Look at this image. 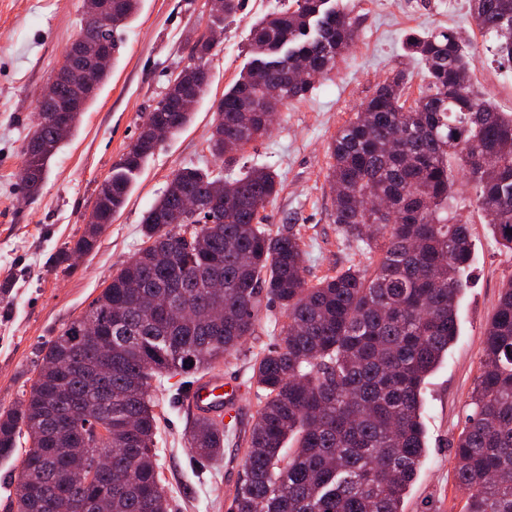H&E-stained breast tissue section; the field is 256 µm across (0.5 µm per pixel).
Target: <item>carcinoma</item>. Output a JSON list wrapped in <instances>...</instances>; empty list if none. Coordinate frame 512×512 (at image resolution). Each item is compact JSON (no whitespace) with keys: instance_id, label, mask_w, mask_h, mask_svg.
<instances>
[{"instance_id":"1","label":"carcinoma","mask_w":512,"mask_h":512,"mask_svg":"<svg viewBox=\"0 0 512 512\" xmlns=\"http://www.w3.org/2000/svg\"><path fill=\"white\" fill-rule=\"evenodd\" d=\"M329 2L293 0L252 25L250 67L220 99L209 139L210 153L224 165L270 133L262 108L305 97L355 40L356 18ZM140 4L112 0L109 13L102 0H84L76 37L102 38L117 53ZM470 10L512 66V0H470ZM406 45L425 65L426 89L410 101L406 73L392 72L328 145L333 223L347 244L367 250L369 263L309 281L301 234H273L262 225L260 211L281 187L268 167L244 164L233 176L177 171L143 217L147 246L42 349L43 373L22 394V409L0 411L1 459L20 453L24 442L43 449L24 472L32 495L12 501L15 512H41L43 494L57 498L56 512H74L75 502L102 488L69 469V450L78 444L54 438L63 415L76 428L112 427L99 444L112 449L113 467L127 478L112 486L111 512H169L156 458L152 378L216 368L257 335L262 309L273 306L281 319L272 323V344L255 355L260 409L227 512H404L425 457L422 388L458 336L474 251L467 222L451 206L453 162L463 163L475 207L512 251V113L474 92V57L456 33H411ZM295 61L309 80H287ZM172 83L166 104L153 108L101 185L104 224L124 206L132 176L158 147L150 128L177 134L193 118L182 94L206 93L185 69ZM65 96V88L46 85L39 111ZM35 132L40 143L25 148L21 178L30 196L41 190L62 144L40 114ZM188 195L201 208L180 220L179 203ZM97 234L96 225L86 228L57 263L92 251ZM215 275L223 280L219 291L208 288ZM166 292L192 307L191 321L176 322L163 306L143 300ZM89 322L112 342V405L98 404L88 389L85 404L58 408L61 368L86 339ZM471 405L452 444L463 512H512V280L502 286L483 336ZM227 431L223 421L198 416L188 442L199 457L211 458L224 451Z\"/></svg>"}]
</instances>
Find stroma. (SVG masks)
I'll list each match as a JSON object with an SVG mask.
<instances>
[{
	"label": "stroma",
	"mask_w": 512,
	"mask_h": 512,
	"mask_svg": "<svg viewBox=\"0 0 512 512\" xmlns=\"http://www.w3.org/2000/svg\"><path fill=\"white\" fill-rule=\"evenodd\" d=\"M290 3L243 0L224 22L207 59L210 84L191 123L148 157L94 249L63 268L57 256L83 234L101 183L136 140L171 75L187 62L196 31L209 19L197 0H142L107 80L51 159L40 193L28 198L19 179L24 147L34 130L40 92L79 28L83 0H0V290L6 293L0 302V408L19 405L39 369L41 350L90 308L113 273L143 247V216L173 174L186 167L222 170L208 149L216 105L251 60L252 24ZM336 3L359 22L353 47L315 81L306 98L281 107L271 135L243 152L248 163L279 174L281 190L263 210V222L275 234L301 232L306 277L312 281L366 260L364 250L344 242L332 221L327 146L390 71L405 70L407 98L419 96L425 71L404 47L407 34L453 29L476 59L473 89L499 111L512 112V67L499 64L493 39L474 24L469 0ZM458 211L473 234L469 286L459 304V336L424 387L427 457L405 499V512H461L464 495L455 483L450 446L468 411L483 332L502 284L512 279V252L496 243L484 216L463 200ZM269 341L259 334L219 366L221 376L240 381L241 389L224 411L230 434L217 459L199 458L188 445L194 411L179 390L180 377L153 380L157 454L169 512H226L259 408L251 360Z\"/></svg>",
	"instance_id": "obj_1"
}]
</instances>
